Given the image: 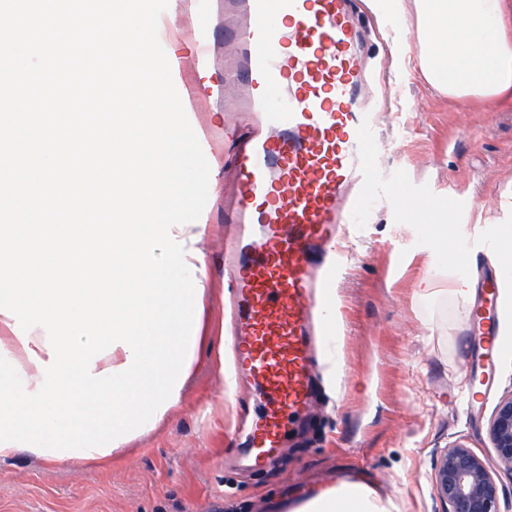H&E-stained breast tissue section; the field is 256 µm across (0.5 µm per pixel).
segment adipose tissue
I'll return each mask as SVG.
<instances>
[{"label": "adipose tissue", "mask_w": 512, "mask_h": 512, "mask_svg": "<svg viewBox=\"0 0 512 512\" xmlns=\"http://www.w3.org/2000/svg\"><path fill=\"white\" fill-rule=\"evenodd\" d=\"M415 21L397 41L421 76L454 99H512V5L507 0H414ZM491 52H484V45ZM15 321L0 314V344L20 363L29 384L41 379L35 361L47 359L42 329L28 341L13 332ZM393 503L373 488L348 482L310 498L303 512H392Z\"/></svg>", "instance_id": "ef3b65f1"}]
</instances>
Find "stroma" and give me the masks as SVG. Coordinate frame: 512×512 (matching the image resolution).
<instances>
[{
  "label": "stroma",
  "mask_w": 512,
  "mask_h": 512,
  "mask_svg": "<svg viewBox=\"0 0 512 512\" xmlns=\"http://www.w3.org/2000/svg\"><path fill=\"white\" fill-rule=\"evenodd\" d=\"M158 36L179 59L173 82L208 148L202 325L212 338L226 337L224 187L232 182V143L224 138L231 120L224 100L243 88L229 80L199 92L190 63L197 41L215 45L210 69L218 77L233 49L223 25L199 30L193 0H169ZM367 44L390 86L376 107L372 179L381 193L366 219L346 228L337 329L320 348L315 442L281 449L263 469L237 470L245 453L234 432L249 395L222 372L232 348L205 345L178 407L111 467L29 455L1 462L0 512H275L281 500L302 502L348 480L373 486L394 512H446L435 491L434 453L458 440L485 459L501 504H512V477L498 469L487 432L500 399L512 394V351L498 359L488 397L469 405L462 374L472 348L471 308L442 293L449 281L469 277L466 264H449V254L482 251L512 228V103L449 98L401 66L393 42L371 37ZM394 186L404 189L405 205L392 203ZM433 211L446 235L427 224ZM426 277L436 293L419 292Z\"/></svg>",
  "instance_id": "35a3bbf8"
}]
</instances>
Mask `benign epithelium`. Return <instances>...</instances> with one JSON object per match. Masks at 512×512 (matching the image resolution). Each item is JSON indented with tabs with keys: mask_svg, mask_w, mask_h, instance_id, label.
<instances>
[{
	"mask_svg": "<svg viewBox=\"0 0 512 512\" xmlns=\"http://www.w3.org/2000/svg\"><path fill=\"white\" fill-rule=\"evenodd\" d=\"M488 432L498 468L512 476V394L499 402ZM435 489L448 512H501L499 488L486 461L462 441L437 456Z\"/></svg>",
	"mask_w": 512,
	"mask_h": 512,
	"instance_id": "obj_1",
	"label": "benign epithelium"
}]
</instances>
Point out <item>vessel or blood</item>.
<instances>
[{"instance_id": "obj_1", "label": "vessel or blood", "mask_w": 512, "mask_h": 512, "mask_svg": "<svg viewBox=\"0 0 512 512\" xmlns=\"http://www.w3.org/2000/svg\"><path fill=\"white\" fill-rule=\"evenodd\" d=\"M237 19L228 100L245 128L230 156L224 241L234 362L265 401L249 429L250 465L269 464L286 440L310 433L317 353L332 335L342 227L357 224L377 190V147L366 107L363 26L354 0H224ZM499 276L486 277L470 321L478 339L467 363L486 379L512 338L499 330Z\"/></svg>"}]
</instances>
